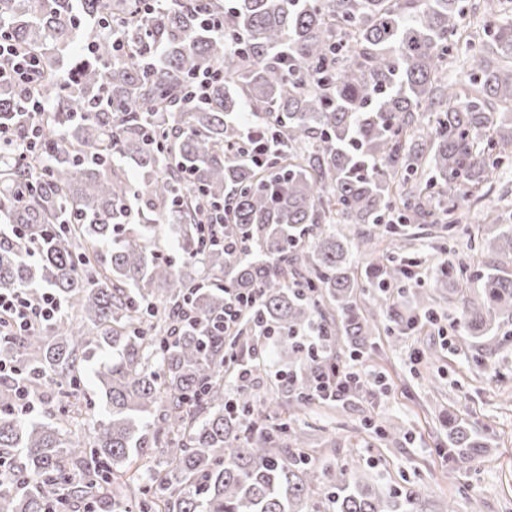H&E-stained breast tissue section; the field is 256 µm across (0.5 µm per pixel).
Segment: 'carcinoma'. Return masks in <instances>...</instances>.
Listing matches in <instances>:
<instances>
[{"instance_id":"obj_1","label":"carcinoma","mask_w":512,"mask_h":512,"mask_svg":"<svg viewBox=\"0 0 512 512\" xmlns=\"http://www.w3.org/2000/svg\"><path fill=\"white\" fill-rule=\"evenodd\" d=\"M144 2L0 0L6 30L41 56L34 92L51 105L37 152L0 161V222L16 226L0 232V289L50 291L63 307L0 355L63 413L83 363L96 362L99 388L79 435L12 413L15 383L0 379V512H44L61 492L100 512H421L418 489L317 468L296 422L320 401L318 371L379 331L349 249L373 253L389 237L367 287H413L433 318L399 227L442 224L453 240L445 217L512 163V20L486 0L460 92L445 74L463 0H171L149 14ZM88 40L94 55L77 51ZM215 71L208 96L190 99L191 78ZM19 102L0 85L1 116ZM247 106L261 120L254 144L271 146L260 161L234 157ZM224 205L233 254L203 242L205 214ZM160 223L176 229L177 260L154 244ZM477 223L490 224L483 251L503 265L480 272L476 301L451 289L474 340L512 324V207ZM460 276L442 263L433 287ZM226 288L256 297L236 336L224 335ZM183 308L192 321L180 324ZM264 333L288 365L275 384L285 418L251 387L226 386L234 354L266 372L253 356ZM448 445L462 464L485 447L462 421Z\"/></svg>"}]
</instances>
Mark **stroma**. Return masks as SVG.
I'll use <instances>...</instances> for the list:
<instances>
[{"mask_svg":"<svg viewBox=\"0 0 512 512\" xmlns=\"http://www.w3.org/2000/svg\"><path fill=\"white\" fill-rule=\"evenodd\" d=\"M512 205V167L479 202L457 212L460 233L452 255L441 252L436 225L413 224L407 230L416 273L431 281L445 259L476 270L493 258L480 248L475 210ZM435 325L400 329V342L386 333L374 336L359 364L369 374L368 393L314 406L299 426L314 448L318 466L350 461L374 466L385 482L420 489L424 512H512V341L483 345L464 338L453 324L454 306L447 289L433 295ZM466 420L487 440L477 461L457 463L448 446V424ZM393 421L402 431L391 442L377 440L367 421Z\"/></svg>","mask_w":512,"mask_h":512,"instance_id":"1","label":"stroma"}]
</instances>
